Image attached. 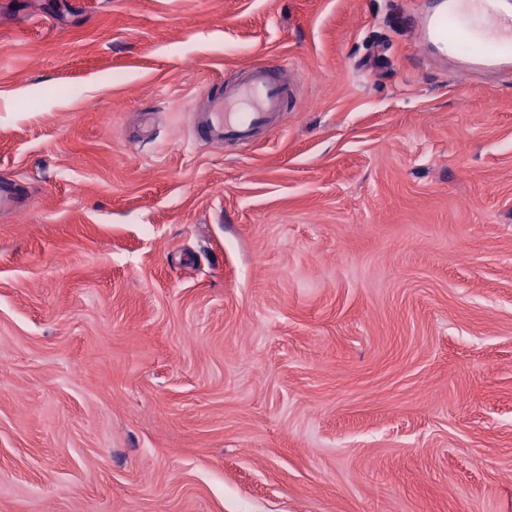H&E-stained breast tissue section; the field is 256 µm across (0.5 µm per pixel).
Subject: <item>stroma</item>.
Masks as SVG:
<instances>
[{
  "label": "stroma",
  "instance_id": "1",
  "mask_svg": "<svg viewBox=\"0 0 512 512\" xmlns=\"http://www.w3.org/2000/svg\"><path fill=\"white\" fill-rule=\"evenodd\" d=\"M422 2L0 0V512H512V81ZM282 66V61L276 66L253 64L242 80L225 85L223 90L208 87L207 110L195 123L197 139L216 147L249 140L261 127L271 124L279 112H286L288 92L276 75Z\"/></svg>",
  "mask_w": 512,
  "mask_h": 512
}]
</instances>
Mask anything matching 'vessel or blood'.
<instances>
[{
  "label": "vessel or blood",
  "instance_id": "b4317fda",
  "mask_svg": "<svg viewBox=\"0 0 512 512\" xmlns=\"http://www.w3.org/2000/svg\"><path fill=\"white\" fill-rule=\"evenodd\" d=\"M474 13L463 0H428L416 18V38L424 59L452 64L468 75L497 78L512 75V14L496 8V0H480ZM285 85L274 66L250 65L245 77L207 90L208 107L195 124L197 138L221 147L231 141L252 139L284 109Z\"/></svg>",
  "mask_w": 512,
  "mask_h": 512
}]
</instances>
